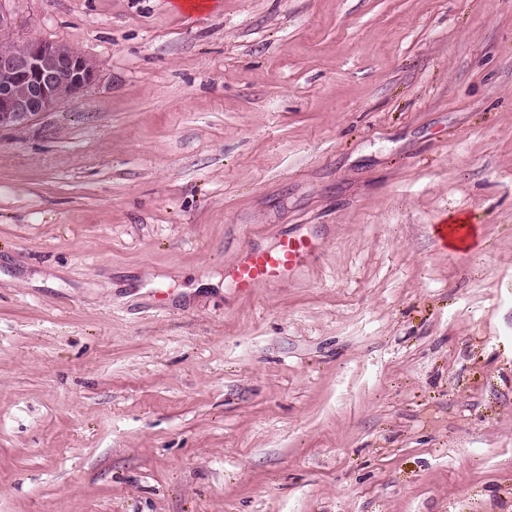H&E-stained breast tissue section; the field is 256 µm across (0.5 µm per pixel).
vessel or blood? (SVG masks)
<instances>
[{"instance_id": "1", "label": "vessel or blood", "mask_w": 512, "mask_h": 512, "mask_svg": "<svg viewBox=\"0 0 512 512\" xmlns=\"http://www.w3.org/2000/svg\"><path fill=\"white\" fill-rule=\"evenodd\" d=\"M316 251L314 242L288 236L272 249L247 246L235 269L236 285L247 294L257 286L284 281Z\"/></svg>"}]
</instances>
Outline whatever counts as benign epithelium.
I'll list each match as a JSON object with an SVG mask.
<instances>
[{
    "label": "benign epithelium",
    "instance_id": "obj_1",
    "mask_svg": "<svg viewBox=\"0 0 512 512\" xmlns=\"http://www.w3.org/2000/svg\"><path fill=\"white\" fill-rule=\"evenodd\" d=\"M19 48L0 49V128L55 110L97 78L96 63L66 45L32 38Z\"/></svg>",
    "mask_w": 512,
    "mask_h": 512
}]
</instances>
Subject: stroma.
<instances>
[{"label":"stroma","instance_id":"35a3bbf8","mask_svg":"<svg viewBox=\"0 0 512 512\" xmlns=\"http://www.w3.org/2000/svg\"><path fill=\"white\" fill-rule=\"evenodd\" d=\"M175 2L0 0V512H512V0ZM15 44L21 51L0 46V128L55 110L97 78L96 63L66 45L38 38ZM317 250L310 240L288 236L272 249L249 245L235 269L237 288L247 294L258 285L284 281Z\"/></svg>","mask_w":512,"mask_h":512}]
</instances>
